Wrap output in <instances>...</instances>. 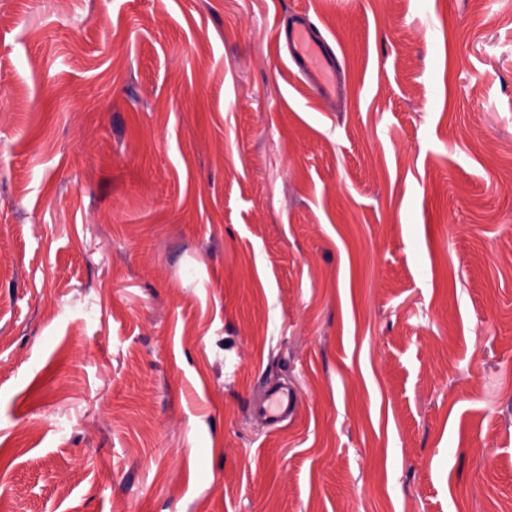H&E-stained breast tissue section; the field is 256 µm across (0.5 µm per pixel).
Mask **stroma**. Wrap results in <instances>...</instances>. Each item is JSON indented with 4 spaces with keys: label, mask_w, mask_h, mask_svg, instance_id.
<instances>
[{
    "label": "stroma",
    "mask_w": 512,
    "mask_h": 512,
    "mask_svg": "<svg viewBox=\"0 0 512 512\" xmlns=\"http://www.w3.org/2000/svg\"><path fill=\"white\" fill-rule=\"evenodd\" d=\"M0 512H512V0H0ZM288 44L300 71L323 92L329 93L333 84L328 73L335 71V61L326 53L322 42L316 38L306 19L293 24L288 30ZM295 394L288 387L274 386L265 391L262 401L257 405L256 412L271 425L278 424L292 412Z\"/></svg>",
    "instance_id": "35a3bbf8"
}]
</instances>
